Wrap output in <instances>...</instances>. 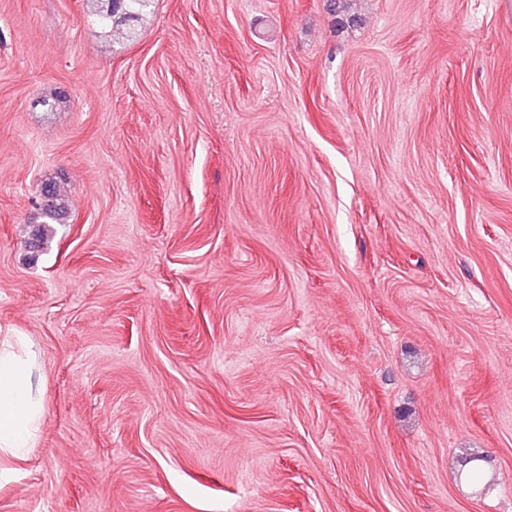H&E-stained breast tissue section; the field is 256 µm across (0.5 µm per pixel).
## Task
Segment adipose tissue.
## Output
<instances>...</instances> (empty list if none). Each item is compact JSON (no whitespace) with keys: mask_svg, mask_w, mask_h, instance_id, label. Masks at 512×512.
I'll return each instance as SVG.
<instances>
[{"mask_svg":"<svg viewBox=\"0 0 512 512\" xmlns=\"http://www.w3.org/2000/svg\"><path fill=\"white\" fill-rule=\"evenodd\" d=\"M39 413L29 365L0 350V453L27 447Z\"/></svg>","mask_w":512,"mask_h":512,"instance_id":"obj_1","label":"adipose tissue"}]
</instances>
